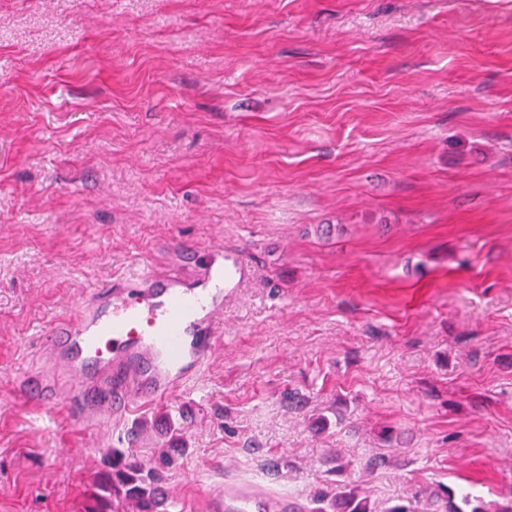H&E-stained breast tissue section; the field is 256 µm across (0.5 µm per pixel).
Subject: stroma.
<instances>
[{
	"mask_svg": "<svg viewBox=\"0 0 512 512\" xmlns=\"http://www.w3.org/2000/svg\"><path fill=\"white\" fill-rule=\"evenodd\" d=\"M217 246L253 270L200 397L115 433L16 391L86 295ZM170 419L162 512L512 493V0H0V512H98ZM387 504L379 508L368 496L351 488L336 492L335 499L319 494L307 510L297 500L270 497L256 485L226 479L224 487L209 498L207 508L210 512H420L412 501Z\"/></svg>",
	"mask_w": 512,
	"mask_h": 512,
	"instance_id": "obj_1",
	"label": "stroma"
}]
</instances>
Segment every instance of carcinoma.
<instances>
[{
	"label": "carcinoma",
	"mask_w": 512,
	"mask_h": 512,
	"mask_svg": "<svg viewBox=\"0 0 512 512\" xmlns=\"http://www.w3.org/2000/svg\"><path fill=\"white\" fill-rule=\"evenodd\" d=\"M174 458L167 452L159 453L152 462L144 461L129 448H113L107 455L106 471L98 487L104 492L101 500L113 512H120L126 503L133 502L138 512H158L161 505V490L158 486L162 472L171 468ZM466 505L471 502V493L457 492L445 485H437L430 494V504L440 505L446 512H464L454 504L455 498ZM307 512H419L411 502H402L378 507L370 498L351 488L336 493L333 499L319 494L313 498Z\"/></svg>",
	"instance_id": "1"
}]
</instances>
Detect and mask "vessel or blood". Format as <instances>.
I'll list each match as a JSON object with an SVG mask.
<instances>
[{
    "label": "vessel or blood",
    "mask_w": 512,
    "mask_h": 512,
    "mask_svg": "<svg viewBox=\"0 0 512 512\" xmlns=\"http://www.w3.org/2000/svg\"><path fill=\"white\" fill-rule=\"evenodd\" d=\"M252 274L242 252L214 247L202 263L161 273L137 264L125 282L88 295L75 315L52 325L40 359L21 371V394L44 409L67 400L81 423L173 401L199 387L224 307ZM209 512H307L299 501L225 480Z\"/></svg>",
    "instance_id": "obj_1"
}]
</instances>
